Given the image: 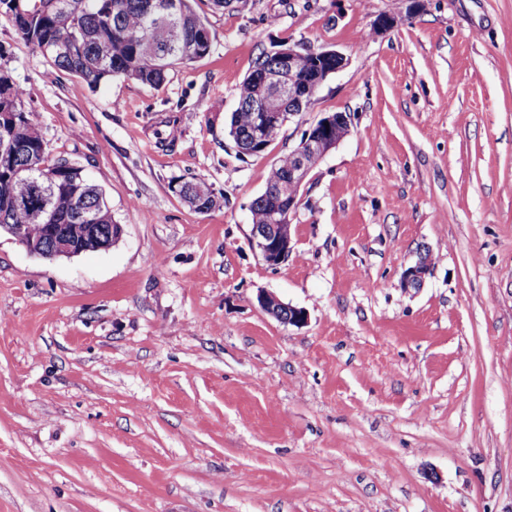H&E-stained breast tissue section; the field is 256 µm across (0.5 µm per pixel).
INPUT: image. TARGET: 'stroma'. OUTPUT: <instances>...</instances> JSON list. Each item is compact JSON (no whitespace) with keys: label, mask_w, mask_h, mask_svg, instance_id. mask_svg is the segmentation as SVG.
<instances>
[{"label":"stroma","mask_w":512,"mask_h":512,"mask_svg":"<svg viewBox=\"0 0 512 512\" xmlns=\"http://www.w3.org/2000/svg\"><path fill=\"white\" fill-rule=\"evenodd\" d=\"M410 5L198 0L211 52L155 88L89 87L0 13V72L49 158L123 227L52 260L0 232V512H512V0ZM383 14L403 22L376 31ZM281 40L346 64L240 156L228 119ZM336 112L350 132L270 268L249 205ZM175 179L220 207L190 208ZM258 302L263 311L284 324L300 326L307 322L305 310L286 305L270 294L260 295Z\"/></svg>","instance_id":"1"}]
</instances>
